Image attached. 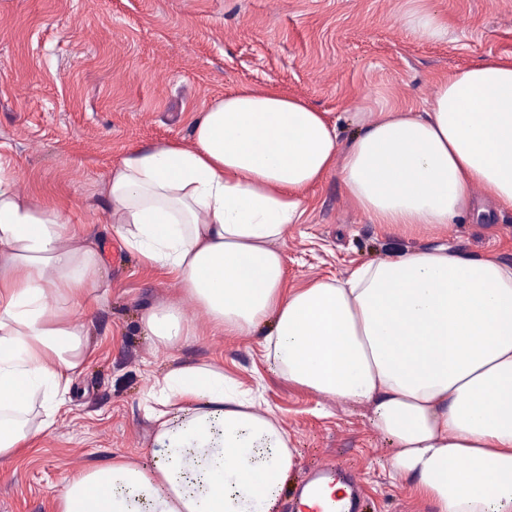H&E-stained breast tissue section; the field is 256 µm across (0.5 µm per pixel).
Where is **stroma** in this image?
Here are the masks:
<instances>
[{
	"mask_svg": "<svg viewBox=\"0 0 512 512\" xmlns=\"http://www.w3.org/2000/svg\"><path fill=\"white\" fill-rule=\"evenodd\" d=\"M444 17L442 41L413 37L412 9ZM483 58H512V0H0V162L19 194L56 205L102 262L105 301L72 308L87 327L85 366L53 427L0 459V512H55L68 478L124 458L149 461L142 401L169 367L214 365L256 387L297 460L280 512H295L301 476L341 464L363 512H435L414 481L391 476L393 446L369 407L288 384L266 364L260 334L226 335L195 315L174 274L142 265L112 229L108 174L134 147L192 142L196 112L225 93L276 86L339 121L388 107L420 109L442 79ZM439 244L512 264V208L416 231L376 224L331 173L305 195L283 250L289 287ZM179 304L196 330L174 350L145 336L142 312Z\"/></svg>",
	"mask_w": 512,
	"mask_h": 512,
	"instance_id": "35a3bbf8",
	"label": "stroma"
}]
</instances>
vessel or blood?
I'll list each match as a JSON object with an SVG mask.
<instances>
[{"mask_svg": "<svg viewBox=\"0 0 512 512\" xmlns=\"http://www.w3.org/2000/svg\"><path fill=\"white\" fill-rule=\"evenodd\" d=\"M339 484L345 491L337 495L333 489ZM353 485L352 474L345 467L321 468L301 483L296 497L298 512H357L358 499L349 493Z\"/></svg>", "mask_w": 512, "mask_h": 512, "instance_id": "1", "label": "vessel or blood"}]
</instances>
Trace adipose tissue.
Instances as JSON below:
<instances>
[{
  "label": "adipose tissue",
  "instance_id": "ef3b65f1",
  "mask_svg": "<svg viewBox=\"0 0 512 512\" xmlns=\"http://www.w3.org/2000/svg\"><path fill=\"white\" fill-rule=\"evenodd\" d=\"M338 138L326 113L277 87L225 94L197 112L191 145L135 148L113 166V230L175 272L212 328L264 330L288 383L370 406L394 474L436 512H512V266L440 245L291 288L282 249L305 192L335 171L377 224L452 223L475 185L512 207V60L475 62L424 111L375 112L348 146ZM100 286L97 251L0 164V459L54 425L87 353L68 310L104 300ZM141 323L170 350L192 334L175 304ZM148 400L152 468L86 470L56 512H277L295 450L251 389L180 365Z\"/></svg>",
  "mask_w": 512,
  "mask_h": 512
}]
</instances>
